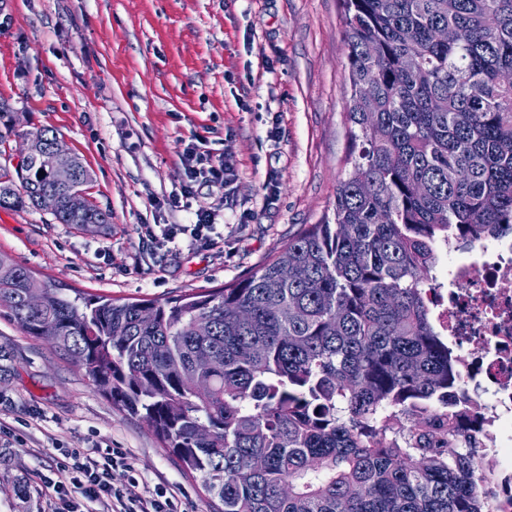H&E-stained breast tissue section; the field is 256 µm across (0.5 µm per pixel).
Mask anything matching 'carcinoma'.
<instances>
[{
    "instance_id": "cac0c4a2",
    "label": "carcinoma",
    "mask_w": 512,
    "mask_h": 512,
    "mask_svg": "<svg viewBox=\"0 0 512 512\" xmlns=\"http://www.w3.org/2000/svg\"><path fill=\"white\" fill-rule=\"evenodd\" d=\"M344 8L352 148L334 223L165 302L71 297L0 253V310L146 422L211 512H494L497 479L476 477L486 419L426 288L436 245L512 235V0ZM56 163L89 182L52 150L22 177L0 166V208L41 207ZM52 215L112 223L91 203Z\"/></svg>"
}]
</instances>
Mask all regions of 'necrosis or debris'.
Listing matches in <instances>:
<instances>
[{"label":"necrosis or debris","instance_id":"necrosis-or-debris-1","mask_svg":"<svg viewBox=\"0 0 512 512\" xmlns=\"http://www.w3.org/2000/svg\"><path fill=\"white\" fill-rule=\"evenodd\" d=\"M436 269L448 284L426 296L459 360L460 387L488 420L480 446L499 475H512V236L440 245Z\"/></svg>","mask_w":512,"mask_h":512}]
</instances>
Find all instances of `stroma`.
<instances>
[{"label": "stroma", "mask_w": 512, "mask_h": 512, "mask_svg": "<svg viewBox=\"0 0 512 512\" xmlns=\"http://www.w3.org/2000/svg\"><path fill=\"white\" fill-rule=\"evenodd\" d=\"M342 0H8L0 11V101L17 133H57L111 212L96 232L46 211L0 208V252L66 291L165 301L220 288L259 268L305 224L332 219L350 148ZM279 136H266L270 121ZM232 150L237 179L217 246L146 236L214 206L158 208L179 192L181 154ZM275 177L279 193L263 185ZM253 221L239 223L241 212ZM0 487L24 478L29 505L0 490V512H52L44 478L76 448L122 449L136 493L167 488L179 512H209L179 460L85 371L0 314Z\"/></svg>", "instance_id": "obj_1"}]
</instances>
